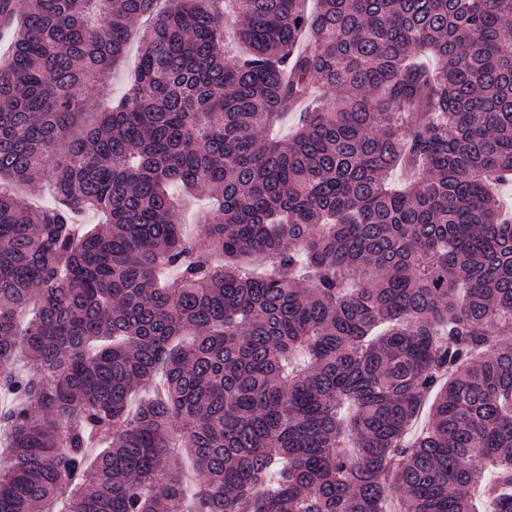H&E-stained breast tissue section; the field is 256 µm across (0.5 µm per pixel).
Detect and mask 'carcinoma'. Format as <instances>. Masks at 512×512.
<instances>
[{"instance_id": "obj_1", "label": "carcinoma", "mask_w": 512, "mask_h": 512, "mask_svg": "<svg viewBox=\"0 0 512 512\" xmlns=\"http://www.w3.org/2000/svg\"><path fill=\"white\" fill-rule=\"evenodd\" d=\"M0 27V512H512V0ZM171 183L216 201L195 239ZM139 52V36L137 30H134L129 39L128 50L125 57L117 62L112 71V96L118 97L124 91L126 85V75L133 67ZM19 191L35 205H48L55 199L53 187L46 181H36L21 186Z\"/></svg>"}]
</instances>
